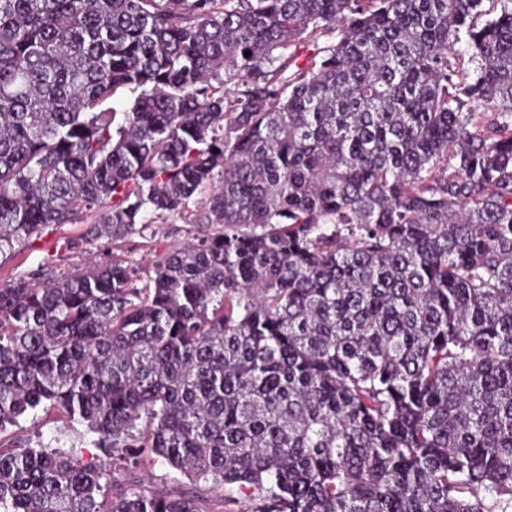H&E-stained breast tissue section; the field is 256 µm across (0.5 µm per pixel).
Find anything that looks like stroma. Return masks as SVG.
Masks as SVG:
<instances>
[{"mask_svg": "<svg viewBox=\"0 0 512 512\" xmlns=\"http://www.w3.org/2000/svg\"><path fill=\"white\" fill-rule=\"evenodd\" d=\"M96 221L88 215L83 223L49 225L13 252L0 255V284L26 278L62 279L80 269H90L112 260H125L150 274L180 242L200 235L201 227L175 216H154L152 223L137 225L135 232L122 239L91 235ZM6 438L39 442L52 447L76 448L85 462H99L97 436L86 425L65 424L57 416L36 410L8 428ZM112 480L124 485L144 483L157 492L179 491L195 496L204 512H240L242 505L229 501L225 490L209 484H196L163 460L141 467L117 464Z\"/></svg>", "mask_w": 512, "mask_h": 512, "instance_id": "stroma-1", "label": "stroma"}]
</instances>
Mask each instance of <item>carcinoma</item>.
Listing matches in <instances>:
<instances>
[{
	"label": "carcinoma",
	"mask_w": 512,
	"mask_h": 512,
	"mask_svg": "<svg viewBox=\"0 0 512 512\" xmlns=\"http://www.w3.org/2000/svg\"><path fill=\"white\" fill-rule=\"evenodd\" d=\"M496 2L0 0V254L92 211L215 229L142 288L124 261L1 284L0 433L56 411L244 512H512ZM109 476L0 445V512H201ZM331 43L330 40L327 39V37L319 38L318 40L311 39H301L297 44L295 48V63L291 66L289 71L296 70L297 66H301L304 64H307L311 61V59L317 54L318 48H323Z\"/></svg>",
	"instance_id": "cac0c4a2"
}]
</instances>
